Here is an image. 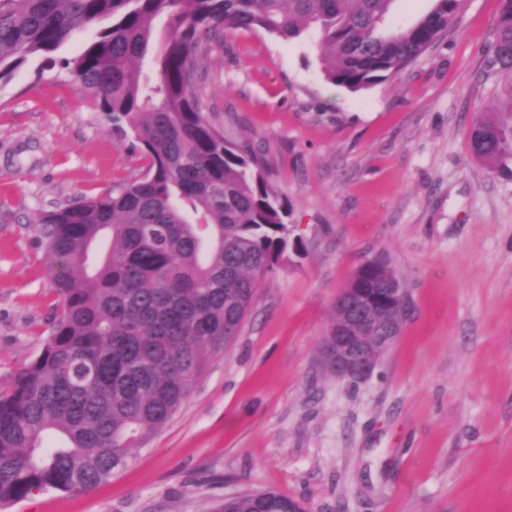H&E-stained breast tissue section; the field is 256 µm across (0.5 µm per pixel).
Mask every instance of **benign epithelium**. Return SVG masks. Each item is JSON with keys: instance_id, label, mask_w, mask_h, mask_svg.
<instances>
[{"instance_id": "1", "label": "benign epithelium", "mask_w": 512, "mask_h": 512, "mask_svg": "<svg viewBox=\"0 0 512 512\" xmlns=\"http://www.w3.org/2000/svg\"><path fill=\"white\" fill-rule=\"evenodd\" d=\"M390 292L396 307L387 322L375 312L374 291L365 288L353 296L343 288L336 293V328L329 329L320 344L321 365L332 376L348 381L369 378L380 354L398 337L408 302L402 286Z\"/></svg>"}]
</instances>
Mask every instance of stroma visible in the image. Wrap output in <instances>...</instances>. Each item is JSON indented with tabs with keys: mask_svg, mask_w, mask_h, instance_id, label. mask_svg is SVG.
<instances>
[{
	"mask_svg": "<svg viewBox=\"0 0 512 512\" xmlns=\"http://www.w3.org/2000/svg\"><path fill=\"white\" fill-rule=\"evenodd\" d=\"M500 5L465 0L414 64L359 91L325 80L310 33L210 44L195 93L226 138L263 151L305 250L260 279L237 338L125 468L0 512H218L267 489L305 512H512V178L466 137L505 109L485 74ZM145 165L67 71L34 60L0 82V390L54 327L36 222ZM375 257L408 315L370 378L339 380L320 340Z\"/></svg>",
	"mask_w": 512,
	"mask_h": 512,
	"instance_id": "35a3bbf8",
	"label": "stroma"
}]
</instances>
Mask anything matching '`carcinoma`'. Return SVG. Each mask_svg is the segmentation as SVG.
<instances>
[{"mask_svg": "<svg viewBox=\"0 0 512 512\" xmlns=\"http://www.w3.org/2000/svg\"><path fill=\"white\" fill-rule=\"evenodd\" d=\"M395 0H0V81L34 58L61 63L76 88L130 132L148 161L138 178L45 213L56 323L42 352L0 392V508L40 492H85L125 467L173 418L211 358L238 335L258 288L288 249V199L263 156L230 141L193 90L198 52L221 32H307L326 81L353 91L414 63L460 13L435 0L384 30ZM79 54L55 53L85 30ZM487 75L508 111L467 131L471 155L512 176V0H501ZM356 295L381 258L359 265ZM219 512H303L274 490L224 499Z\"/></svg>", "mask_w": 512, "mask_h": 512, "instance_id": "1", "label": "carcinoma"}]
</instances>
